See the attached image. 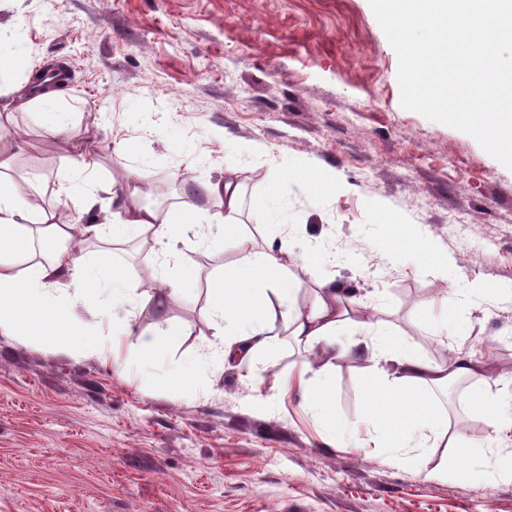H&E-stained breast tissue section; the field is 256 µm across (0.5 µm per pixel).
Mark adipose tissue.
<instances>
[{
    "mask_svg": "<svg viewBox=\"0 0 512 512\" xmlns=\"http://www.w3.org/2000/svg\"><path fill=\"white\" fill-rule=\"evenodd\" d=\"M59 98L58 90L46 87L33 96L21 87L4 93L0 130L10 131L14 113L29 112L39 118L58 147H71L73 127L68 113L58 106ZM13 151V146L0 141V335L34 340L50 327L61 342L77 344L79 352H95L98 336L79 334L70 323L69 310L78 304L95 308L104 303L111 335L136 338L127 358L116 361L117 370H127L133 363L159 362L164 340L153 329H134L132 319L147 309L162 311L164 298L182 291L189 270L170 274L152 269L157 289L137 294L120 268H91L82 246L93 241L111 248L137 236L161 255L171 256L184 240L183 225L195 224L199 227L196 247L228 238L240 254L237 266L216 279L208 308L211 326L221 338L215 361L230 364L266 355L277 345L280 331H287L316 360L315 365H302L287 387L305 406L321 411L325 405L315 390L330 379L327 359L357 352L372 373L365 406L378 423L368 437L337 431L335 441L375 449L398 463L404 460V449L427 447L433 439L468 459L482 455L481 445L465 442L450 430L447 420L413 407L411 401L454 381L485 377L491 370L488 360L476 351L458 350L446 362H429L415 353L406 338L393 337L383 321L366 315L349 320V309L357 305V298L329 281H318L312 304L295 305L288 271L298 261L315 267L319 257L296 255L285 238L266 251H256L251 236L237 228L240 181L235 164L225 167L223 179L200 186L205 196L219 201L220 210L164 214L145 201L142 169L123 166L102 193L92 181L96 159L77 153L68 162L74 172L85 176V185L58 182L51 190L52 206L38 209L8 173ZM104 282L111 285L105 297L99 290Z\"/></svg>",
    "mask_w": 512,
    "mask_h": 512,
    "instance_id": "ef3b65f1",
    "label": "adipose tissue"
}]
</instances>
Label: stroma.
Here are the masks:
<instances>
[{"instance_id":"35a3bbf8","label":"stroma","mask_w":512,"mask_h":512,"mask_svg":"<svg viewBox=\"0 0 512 512\" xmlns=\"http://www.w3.org/2000/svg\"><path fill=\"white\" fill-rule=\"evenodd\" d=\"M0 29V65L15 78L70 66L62 105L97 123L75 146L97 155L99 184L123 151L153 182L151 205L214 211L196 183L235 161L238 222L258 249L286 236L325 256L317 270L292 268L295 299L310 302L315 278L332 279L428 361L479 349L494 367L428 401L465 440L487 444L475 465L445 447L400 464L333 447L327 421L374 428L363 358L332 361L326 421L283 387L311 358L288 339L248 368L215 367L206 306L239 255L228 242L188 251L169 267L194 268L190 289L163 316L136 319L173 330L162 364L122 376L102 355L0 336V512H512V431L494 432L475 408L512 395V170L401 106L398 58L369 0H0ZM15 129L24 188L71 178L34 116L17 114ZM291 163L335 172L345 189L315 197L284 180L288 228L261 223L267 183ZM397 224L447 253V277L374 251ZM85 250L120 266L135 291L150 288L139 269L155 256L139 240ZM443 305L444 343L429 336ZM105 312L70 315L127 357L133 339L113 340ZM179 370L188 384H168Z\"/></svg>"}]
</instances>
